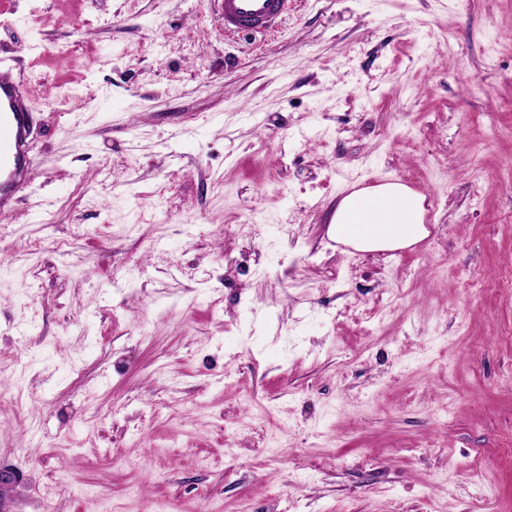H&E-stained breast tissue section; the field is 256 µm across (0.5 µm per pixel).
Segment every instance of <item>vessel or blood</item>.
Segmentation results:
<instances>
[{"mask_svg":"<svg viewBox=\"0 0 512 512\" xmlns=\"http://www.w3.org/2000/svg\"><path fill=\"white\" fill-rule=\"evenodd\" d=\"M225 33L263 37L276 30L291 0H219ZM33 118L30 95L0 60V214L30 190L28 145Z\"/></svg>","mask_w":512,"mask_h":512,"instance_id":"vessel-or-blood-1","label":"vessel or blood"}]
</instances>
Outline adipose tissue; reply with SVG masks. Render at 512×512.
<instances>
[{
  "mask_svg": "<svg viewBox=\"0 0 512 512\" xmlns=\"http://www.w3.org/2000/svg\"><path fill=\"white\" fill-rule=\"evenodd\" d=\"M424 202L423 194L395 181L352 191L338 201L329 234L366 253L409 247L429 234Z\"/></svg>",
  "mask_w": 512,
  "mask_h": 512,
  "instance_id": "1",
  "label": "adipose tissue"
}]
</instances>
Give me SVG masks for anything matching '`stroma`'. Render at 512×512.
<instances>
[{
    "instance_id": "1",
    "label": "stroma",
    "mask_w": 512,
    "mask_h": 512,
    "mask_svg": "<svg viewBox=\"0 0 512 512\" xmlns=\"http://www.w3.org/2000/svg\"><path fill=\"white\" fill-rule=\"evenodd\" d=\"M0 512H512V0H0ZM368 180L422 242L329 235ZM221 5L225 34L264 37L288 14L290 0H216ZM33 118L29 91L0 60V214L30 190L28 145Z\"/></svg>"
}]
</instances>
